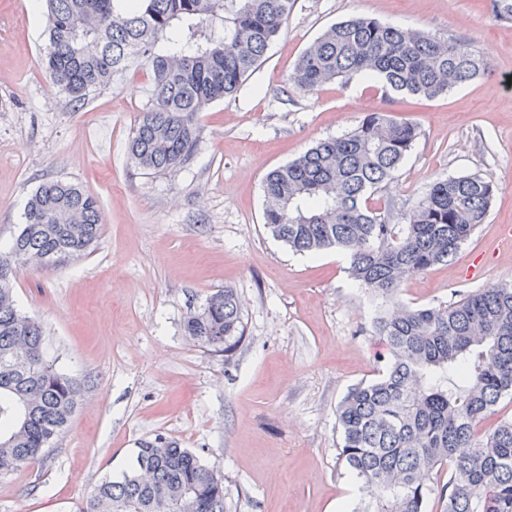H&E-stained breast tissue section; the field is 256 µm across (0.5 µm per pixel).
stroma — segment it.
<instances>
[{
	"label": "stroma",
	"instance_id": "1",
	"mask_svg": "<svg viewBox=\"0 0 512 512\" xmlns=\"http://www.w3.org/2000/svg\"><path fill=\"white\" fill-rule=\"evenodd\" d=\"M44 11L42 0H0V245L31 193L55 179L98 198L102 235L67 266L17 273L18 308L86 390L43 459L0 473V512H77L157 434L223 475L227 512H346L357 488L339 460L336 409L390 357L372 328L379 301L355 285L344 255L296 254L265 231L263 178L367 113L411 121L414 148L382 191L398 209L439 178L486 174L498 192L456 257L410 276L399 301L446 304L512 280V248L498 236L512 225V21L490 0H296L236 97L197 115L189 164L145 175L126 152L148 102L145 72L72 105L40 65ZM351 17L480 51L488 68L435 99L360 76L294 91L301 53ZM479 255L482 275L469 277ZM224 287L241 300L246 336L229 357L184 327Z\"/></svg>",
	"mask_w": 512,
	"mask_h": 512
}]
</instances>
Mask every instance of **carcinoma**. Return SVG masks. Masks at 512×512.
<instances>
[{"instance_id": "1", "label": "carcinoma", "mask_w": 512, "mask_h": 512, "mask_svg": "<svg viewBox=\"0 0 512 512\" xmlns=\"http://www.w3.org/2000/svg\"><path fill=\"white\" fill-rule=\"evenodd\" d=\"M45 0L43 66L81 104L131 68L148 71L151 103L127 143L146 175L181 168L197 148V113L232 97L265 61L295 0ZM485 71L428 33L352 18L331 25L297 59L290 85L310 93L353 75L396 93L435 98ZM418 129L370 112L317 142L263 181V226L299 254L335 250L350 277L382 304L373 318L391 356L337 409L340 456L359 493L351 512H426L440 484L442 512H512V282L422 307L396 297L410 275L446 265L483 224L497 184L474 173L437 179L394 223L379 195L412 151ZM98 201L81 186L47 181L0 250V472L42 459L81 399L78 380L47 355L38 322L15 304L24 267L63 266L99 241ZM185 330L224 356L244 338L231 288L211 294ZM80 512H225L224 476L160 434L139 442L135 465L104 479Z\"/></svg>"}]
</instances>
